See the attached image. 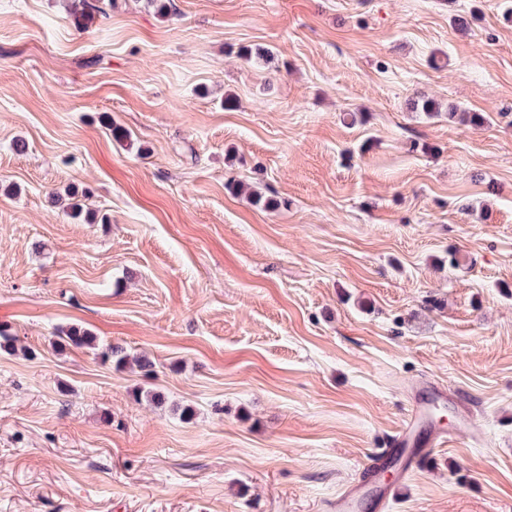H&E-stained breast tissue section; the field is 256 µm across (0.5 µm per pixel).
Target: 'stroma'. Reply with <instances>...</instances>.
<instances>
[{
    "instance_id": "35a3bbf8",
    "label": "stroma",
    "mask_w": 512,
    "mask_h": 512,
    "mask_svg": "<svg viewBox=\"0 0 512 512\" xmlns=\"http://www.w3.org/2000/svg\"><path fill=\"white\" fill-rule=\"evenodd\" d=\"M65 3L0 0V512H325L422 381L455 437L388 512H512L503 0ZM73 16L79 28L86 30L92 27L96 20L106 12L100 4L101 0H73ZM77 2V3H76ZM105 358L115 361L117 368L130 367L137 368L144 374L152 372L154 363L146 357H130L125 350L119 346H108L101 353Z\"/></svg>"
}]
</instances>
